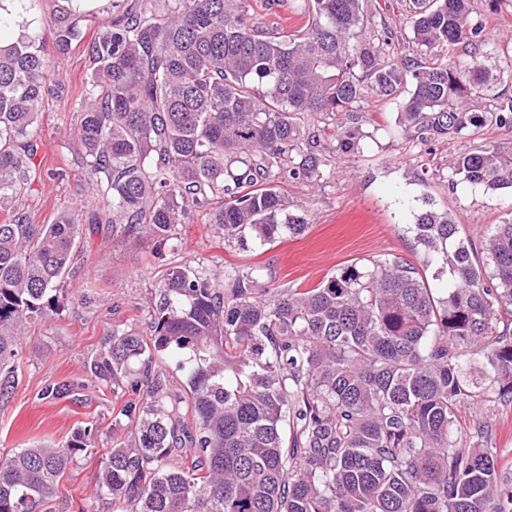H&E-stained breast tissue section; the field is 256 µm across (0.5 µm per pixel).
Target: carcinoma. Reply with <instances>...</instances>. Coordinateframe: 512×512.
Returning <instances> with one entry per match:
<instances>
[{"mask_svg": "<svg viewBox=\"0 0 512 512\" xmlns=\"http://www.w3.org/2000/svg\"><path fill=\"white\" fill-rule=\"evenodd\" d=\"M50 23L0 15V209L41 178L38 123L52 92L48 47L79 41L81 0ZM370 0H305L291 31L250 0H123L87 52L74 135L102 205L0 224V400L19 385L29 326L59 309L84 224L176 248L205 214L228 247L302 234L308 211L281 181L317 184L361 153L369 93L403 97L398 125L426 144L488 127L512 132V95L478 99L499 63L471 0H410L413 54L391 51ZM448 187L512 188V150L459 152ZM436 292L398 258L352 264L314 288H269L255 271L210 278L181 263L150 292L148 333L118 326L87 364L126 383V433L99 460L79 512H512L492 433L458 434L459 414L512 405V219L482 245L446 211L413 224ZM176 360L173 386L157 361ZM72 397L65 383L41 400ZM86 426L59 444L0 455V512H38L97 447Z\"/></svg>", "mask_w": 512, "mask_h": 512, "instance_id": "1", "label": "carcinoma"}]
</instances>
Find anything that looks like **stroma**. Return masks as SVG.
Returning <instances> with one entry per match:
<instances>
[{
	"label": "stroma",
	"instance_id": "1",
	"mask_svg": "<svg viewBox=\"0 0 512 512\" xmlns=\"http://www.w3.org/2000/svg\"><path fill=\"white\" fill-rule=\"evenodd\" d=\"M111 8L112 0H99L80 24V44L52 57L56 86L42 112L39 156L45 167L63 169L65 176L38 180L16 198L15 208L33 223L49 224L62 211L94 205L71 129L74 100L91 68L85 45L97 37L100 21ZM364 110L372 137L359 155L326 168L318 185L282 183L289 202L310 211V223L298 237L245 250L230 248L197 214L180 225L176 249L160 260L151 241L129 244L121 225H84L65 307L31 324L20 383L9 401L0 402V454L37 441L61 442L90 424L100 438L111 436L112 410L120 406L123 393L102 387L85 364L113 326L146 331L150 312L145 296L159 277L162 261L187 262L206 273L256 268L273 287L312 288L355 263L399 257L421 264L411 226L428 207L459 215L463 235L477 246L496 224L512 218L510 190L465 183L449 189V162L470 146L469 136L424 146L397 126L400 101L372 95ZM50 382L74 385L75 399L38 400L37 392ZM480 425L491 429L503 452L502 466L512 475V406L489 415L466 413L461 431L467 434ZM102 454L98 448L82 456L61 478L50 512H78L94 488Z\"/></svg>",
	"mask_w": 512,
	"mask_h": 512
}]
</instances>
